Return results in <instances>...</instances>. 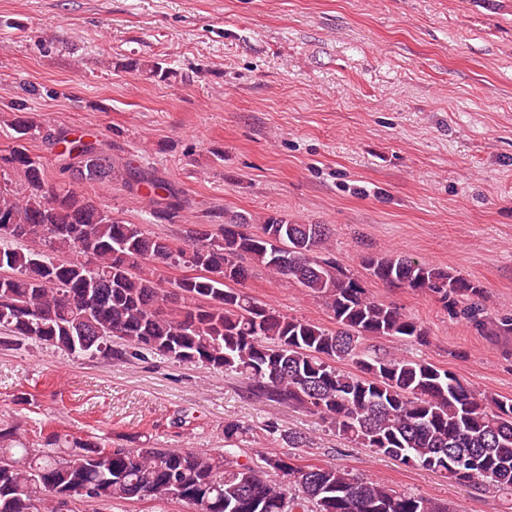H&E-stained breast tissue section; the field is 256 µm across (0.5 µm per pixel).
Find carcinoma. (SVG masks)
Here are the masks:
<instances>
[{"mask_svg": "<svg viewBox=\"0 0 512 512\" xmlns=\"http://www.w3.org/2000/svg\"><path fill=\"white\" fill-rule=\"evenodd\" d=\"M14 145L0 160L22 173L0 177V328L71 354L123 359L128 349L235 374L252 396L303 410L336 435L405 465L480 489L512 491V399L477 393L453 372L370 343L413 339L428 330L371 297L328 256L330 228L281 213L224 214L222 224H191L174 245L89 200L76 185L112 181V162L81 136L56 141L70 181L50 184L26 141L27 115L8 121ZM152 215L173 222L186 200L171 188L150 199ZM260 224L257 233L249 230ZM376 280L432 296L476 329L512 333L480 300L484 288L450 268L368 254ZM169 269L184 275L173 280ZM262 269L296 281L320 299L334 327L288 316L239 285ZM346 362L347 370L340 366ZM245 427L224 422L221 453L192 448H112L47 433L41 448H16L15 425L0 427V512H75L74 506L161 499L190 512H452L446 503L399 492L379 480L311 463L294 453L261 456L239 448ZM279 435L303 446L297 431ZM280 481L269 480L270 473Z\"/></svg>", "mask_w": 512, "mask_h": 512, "instance_id": "obj_1", "label": "carcinoma"}]
</instances>
